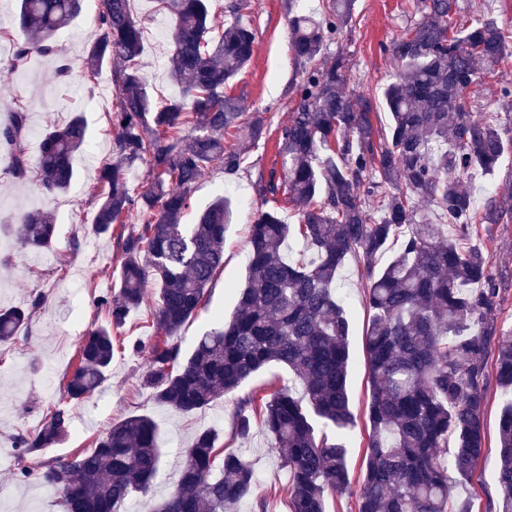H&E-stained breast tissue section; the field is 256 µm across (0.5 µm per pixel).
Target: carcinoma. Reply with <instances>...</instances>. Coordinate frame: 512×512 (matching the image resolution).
I'll return each mask as SVG.
<instances>
[{
	"label": "carcinoma",
	"instance_id": "1",
	"mask_svg": "<svg viewBox=\"0 0 512 512\" xmlns=\"http://www.w3.org/2000/svg\"><path fill=\"white\" fill-rule=\"evenodd\" d=\"M419 3L407 32L383 46L400 64L383 91L390 119L384 130L374 126L373 99L349 90L347 58L329 57L351 20L353 0H326L317 15L295 13L288 4L289 49L304 69L281 130L279 169L261 192L287 190L298 206L296 224L258 210L234 314L185 355L179 332L224 269L230 202L218 197L197 223L181 220L210 164L222 162L230 173L243 164L248 147H229L224 139L244 129L252 145L268 126L266 113H248L226 93L251 62L255 36L236 22L222 26L209 0H157L173 20L169 74L180 93L156 105L142 69L143 26L130 0H97L88 76L113 66L110 119L119 135L114 160L100 170L94 226L117 235L118 288L94 300L104 323L79 346L61 382L62 399L46 410L38 431L14 438L17 480L64 485L63 512H127L133 494L147 495L163 457L157 425L146 414L112 424L91 451L70 460L40 456L65 436L74 406L107 379L117 353L146 357L142 385L180 414L209 406L276 363L288 367L301 393L277 388L240 400L234 435L245 441L258 427L271 437L288 469L290 512H325L326 498L350 484L345 434L356 415L347 388L350 326L337 280L353 257L367 287L371 386L356 512H470L452 489L485 456L490 373L512 396V332L497 331L495 322L496 299L509 277H497L489 255L462 241L478 224L512 222V191L488 196L480 210L470 190L476 178L512 161V138L493 119H474L466 92L512 46L494 19L457 24V0ZM81 9L82 0H18L21 37L13 39L10 67L55 52L57 34ZM27 120L16 110L0 128V139L12 146V175H36L45 195L67 189L71 158L86 141L82 117L45 129L34 157L24 144ZM136 161L148 165V188L134 196L125 172ZM421 202L451 225L433 223L418 209ZM17 222L20 247H52L50 213L22 212ZM129 224L138 229L127 230ZM294 230L314 249L311 257H284ZM392 239L399 250L379 268L377 255ZM150 280L158 294V335L130 342L127 318L143 303ZM46 301L39 291L24 308L0 309V343L13 341ZM498 436L499 512H512V402L499 416ZM253 484L250 463L224 452L217 436L203 430L186 450L174 491L160 503L144 502V509L237 512Z\"/></svg>",
	"mask_w": 512,
	"mask_h": 512
}]
</instances>
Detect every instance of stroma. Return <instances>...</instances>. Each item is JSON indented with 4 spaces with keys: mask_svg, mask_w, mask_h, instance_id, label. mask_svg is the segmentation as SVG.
Returning a JSON list of instances; mask_svg holds the SVG:
<instances>
[{
    "mask_svg": "<svg viewBox=\"0 0 512 512\" xmlns=\"http://www.w3.org/2000/svg\"><path fill=\"white\" fill-rule=\"evenodd\" d=\"M233 0H211L213 11L224 22L232 19L255 33V53L250 65L230 89L246 111H268L270 124L264 137L254 144L241 170L225 173L213 164L200 178L184 223L216 197L230 198L234 215L224 236V270L205 293L206 306L182 327L179 338L183 351L217 327L221 317L232 316L237 305L238 286L244 285L248 270L249 227L259 209L280 208L290 212L286 195H262L259 178L268 176L276 165L280 130L293 107L295 85L302 68L289 51L290 11L316 8L320 0H251L247 9L231 14ZM132 10L144 27L142 62L148 93L161 104L178 96L179 88L168 75L171 45L167 31L168 14L156 11L152 0H134ZM96 0H85L81 13L56 38L57 52L32 56L24 69L8 66L13 23H0V126L8 123L17 104L28 112L27 145L37 147L44 129L65 124L73 113H82L89 143L76 153V177L71 187L44 195L32 182H21L8 172L11 148L0 143V307L22 305L33 291L45 292L48 301L21 328L15 340L0 344V512H61L60 490L16 480L13 441L19 432H35L42 424V410L61 398L60 383L75 365L77 349L95 323L93 299L115 287L119 261L116 237L99 234L93 224L96 202L92 193L98 182L101 162L111 159L117 131L107 114L115 99L110 68L100 69L95 79L86 76L88 46L96 34ZM415 15L414 0H355L352 21L334 51L343 52L351 66L350 89L380 97L383 88L399 72L396 62L381 53V44L401 36ZM66 74H58L59 63ZM512 84V56L495 71L485 75L467 92L474 116H491L506 136H512V105L499 101L501 85ZM42 210L53 214L56 240L51 250L23 252L16 244L15 213ZM471 245L491 257L495 270L512 271V223L478 226ZM355 260H346L339 274V293L350 320L351 364L348 392L355 412H363L370 396L365 335L369 324L365 286L358 279ZM148 363L145 357L125 354L115 358L107 380L73 409L68 432L59 445L45 449L46 457L72 458L90 448L94 438L131 414L152 416L164 450L163 467L148 494L160 502L174 489L179 466L195 434L211 430L219 435L225 450L241 452L255 475L253 497L242 500L239 512H252L254 497H264L270 512H288V472L282 468L271 439L255 431L247 442L233 435V412L238 398L270 387L297 388L287 368L269 365L242 384L236 393L221 396L210 406L182 415L156 402L141 379ZM486 454L471 477L459 481L454 495L469 503L471 512H497L498 418L507 402L497 384L487 392ZM368 439L365 422H358L349 434L347 467L351 482L342 494L328 497L326 512H353L361 485L363 450Z\"/></svg>",
    "mask_w": 512,
    "mask_h": 512,
    "instance_id": "obj_1",
    "label": "stroma"
}]
</instances>
